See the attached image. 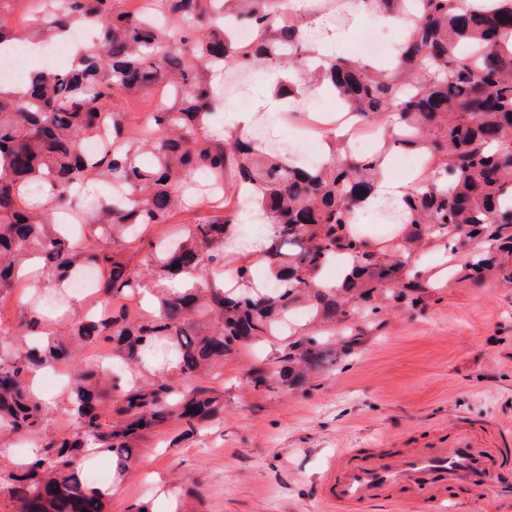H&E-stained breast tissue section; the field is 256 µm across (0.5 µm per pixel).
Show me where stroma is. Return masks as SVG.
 Listing matches in <instances>:
<instances>
[{
  "instance_id": "stroma-1",
  "label": "stroma",
  "mask_w": 512,
  "mask_h": 512,
  "mask_svg": "<svg viewBox=\"0 0 512 512\" xmlns=\"http://www.w3.org/2000/svg\"><path fill=\"white\" fill-rule=\"evenodd\" d=\"M344 32L342 56L374 25L350 0H311ZM275 80L267 65L224 77V98L238 91L267 138L293 159L303 150L295 135L308 106H338L329 91H302L298 103L267 122L264 102ZM467 253L452 260L423 252L428 271L422 308L388 306L380 327L356 316L333 326L300 317L290 333L241 348L209 379L224 394L222 419L193 435L178 426L161 430L141 449L121 481L109 453L81 462L86 479L109 488L106 512H324L318 482L343 448L392 453L450 441L470 429L489 445L512 448V283H475L462 270ZM360 335L349 356L319 369L307 391L255 393L250 371L276 370L291 336H312L330 348L347 333Z\"/></svg>"
}]
</instances>
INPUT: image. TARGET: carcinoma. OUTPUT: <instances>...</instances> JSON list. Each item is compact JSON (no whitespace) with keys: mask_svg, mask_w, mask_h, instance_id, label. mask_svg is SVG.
I'll return each instance as SVG.
<instances>
[{"mask_svg":"<svg viewBox=\"0 0 512 512\" xmlns=\"http://www.w3.org/2000/svg\"><path fill=\"white\" fill-rule=\"evenodd\" d=\"M125 2L39 0L27 26L0 31V46L50 42L77 23L97 31L71 67L40 69L22 93L0 90V299L27 277L54 283L88 268L98 273L96 315L55 331L48 314L56 306L37 292L17 328L0 332V433L28 436L41 448L0 471L13 512H104L109 490L82 477L86 449L110 453L123 473L155 430L177 422L193 433L217 419L224 399L200 380L247 342L273 334L294 307L306 304L317 321L345 322L350 294L370 302L366 316L375 319L384 300L423 301V276L402 277L415 249L364 250L345 231L377 179L379 152L351 155L342 146L304 169L257 151L233 129L215 139L206 125L218 95L207 71L264 62L306 73L307 89L330 85L360 121L398 115L381 150L424 154L442 179L412 191L403 223L418 242L437 230L458 245L454 231L467 229L469 244H488L466 265L468 277L512 283V48L502 42L512 32V8L481 14L461 10L458 0H415L412 30L390 75L344 58L309 69L287 0H150L146 12ZM226 12L232 25L259 32L253 45L240 46L224 28ZM120 93L157 98L141 131L112 110ZM103 110L111 111L112 150L91 156L82 141ZM145 153L154 159L149 168L139 161ZM201 170L253 188L271 226L262 260L274 292L222 282L164 288L170 278H195L231 260L224 253L230 218L170 225L175 212L199 205L193 184ZM94 180L123 186L127 201L108 208L88 201L98 233L77 240L54 215ZM132 225H166L169 233L140 238L131 254L122 241ZM343 255L352 259L351 278L342 288L319 287L321 270ZM146 288L157 290L158 305L135 316L125 300ZM89 347L127 362L126 379H112L104 365L82 368ZM335 359L336 350L317 339H298L285 347L279 370L253 372L250 385L261 393L298 389L308 372ZM60 363L74 370L66 433L50 431L55 408L32 380L36 369Z\"/></svg>","mask_w":512,"mask_h":512,"instance_id":"cac0c4a2","label":"carcinoma"}]
</instances>
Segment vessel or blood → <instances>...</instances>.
<instances>
[{
    "label": "vessel or blood",
    "mask_w": 512,
    "mask_h": 512,
    "mask_svg": "<svg viewBox=\"0 0 512 512\" xmlns=\"http://www.w3.org/2000/svg\"><path fill=\"white\" fill-rule=\"evenodd\" d=\"M512 468V448H491L471 431L459 432L451 445L432 444L392 454L346 448L322 479V496L333 512H358L367 503L392 502L397 490L413 491L417 506L443 501L463 487L473 506L495 500L512 512V485L493 474Z\"/></svg>",
    "instance_id": "1"
}]
</instances>
